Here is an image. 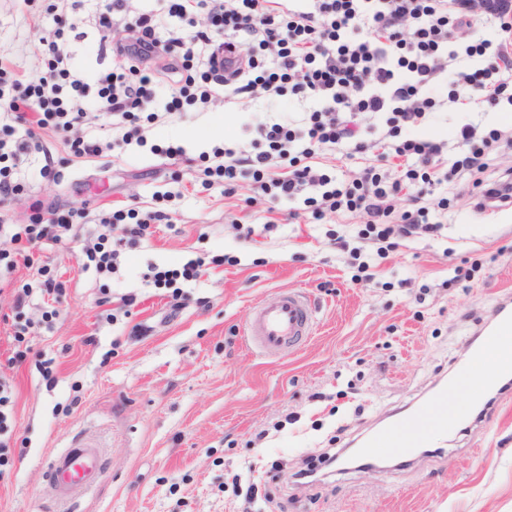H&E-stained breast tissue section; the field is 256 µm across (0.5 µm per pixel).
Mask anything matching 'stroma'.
I'll list each match as a JSON object with an SVG mask.
<instances>
[{
    "mask_svg": "<svg viewBox=\"0 0 512 512\" xmlns=\"http://www.w3.org/2000/svg\"><path fill=\"white\" fill-rule=\"evenodd\" d=\"M56 0H0V52L27 76L40 75L41 36L53 29ZM308 100L290 105L242 98L204 112H176L150 125L144 143L74 158L61 137L14 171L17 195L0 203V251L16 258L0 289V371L13 387V417L0 451V512H241L224 484L254 466L270 502L252 512H512V388L487 391L442 448L386 459L372 471L342 462L317 467L312 485L296 474L328 444L352 450L410 404H429L455 380L471 337L503 298H512V207L473 211L452 201L441 233L405 242L389 258L357 236L356 213L315 219L303 201L257 212L250 180L233 193L204 186L202 153L254 138L265 114L300 120ZM447 123L421 129L438 138L467 121L483 130L512 124V104L479 103L462 114L439 95ZM182 148L179 156L167 155ZM52 159L53 177L37 172ZM90 215L160 210L166 222L135 240L116 230L117 273L85 263L96 224L78 240L47 242L27 266L11 236L34 223L37 202ZM297 219H289V210ZM273 229H265L267 221ZM345 236L336 249L331 234ZM203 260L204 275L156 287L155 271ZM477 269L466 286L441 283L463 263ZM368 265L371 281L360 279ZM62 292L33 294L22 310L13 291L39 268ZM308 292L318 311L314 336L271 359L243 341L253 305L280 292ZM132 304H123V296ZM27 325L26 362L8 366L14 326ZM92 444L104 450L96 486L72 506L45 476L48 457Z\"/></svg>",
    "mask_w": 512,
    "mask_h": 512,
    "instance_id": "35a3bbf8",
    "label": "stroma"
}]
</instances>
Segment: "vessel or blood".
Masks as SVG:
<instances>
[{
  "mask_svg": "<svg viewBox=\"0 0 512 512\" xmlns=\"http://www.w3.org/2000/svg\"><path fill=\"white\" fill-rule=\"evenodd\" d=\"M317 328V309L312 300L299 291L283 292L276 300L259 302L253 307L252 318L245 336L251 348L266 356H276L284 349L299 347ZM512 330V301L502 302L487 325L480 328L481 343L475 351L485 355L490 337ZM393 426H386L365 442L361 454L353 461L354 467L366 466L379 456L409 453L413 442H392ZM103 471L101 449L77 447L65 448L47 462L46 480L55 495L70 501L90 491Z\"/></svg>",
  "mask_w": 512,
  "mask_h": 512,
  "instance_id": "vessel-or-blood-1",
  "label": "vessel or blood"
}]
</instances>
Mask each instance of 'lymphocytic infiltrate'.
<instances>
[{
	"mask_svg": "<svg viewBox=\"0 0 512 512\" xmlns=\"http://www.w3.org/2000/svg\"><path fill=\"white\" fill-rule=\"evenodd\" d=\"M169 16L189 20L205 11L209 32L162 40L155 35L153 13L135 11L130 0H110L96 10L94 25L100 49H113L125 64L97 80L96 94L76 75L77 62L65 43V32L77 29L81 0H60L55 29L42 36L38 50L43 73L26 78L0 56V198L20 186L12 178L21 157L39 150L44 135L63 134L78 158L103 151L85 127L92 119H110L122 144L143 141L142 118L179 112L184 106L207 107L211 101L296 97L312 100L304 126L288 121L257 122L261 145L255 151L216 147L207 176L235 182L251 180L253 203L274 212L277 205L305 197L316 218L325 213L358 212L364 226L357 235L375 241L379 256L401 242L440 232V217L449 198L430 199V188L469 177L471 205L482 213L512 205V168L497 169L500 150L512 149V129L480 133L465 123L452 139L418 137L431 122L434 86L452 88L449 100L497 105L512 91V50L501 39H477L464 51L453 49L461 30L476 31L490 15L469 0H309L292 9L285 0H166ZM138 30L136 41L126 35ZM249 40L239 60L244 68L235 81L224 77V46L214 35ZM203 60L201 77L191 71ZM375 149L378 162L364 167L349 183L334 182L316 165L321 154L345 157ZM403 159L405 176L390 178L380 167L389 157ZM411 209L397 211L400 199ZM41 224H24L14 238L27 247L75 236L81 225L97 221L96 244L85 249L96 269L112 271L118 253L109 249V234L124 218L115 211L90 217L81 209L58 213L47 207Z\"/></svg>",
	"mask_w": 512,
	"mask_h": 512,
	"instance_id": "lymphocytic-infiltrate-1",
	"label": "lymphocytic infiltrate"
}]
</instances>
